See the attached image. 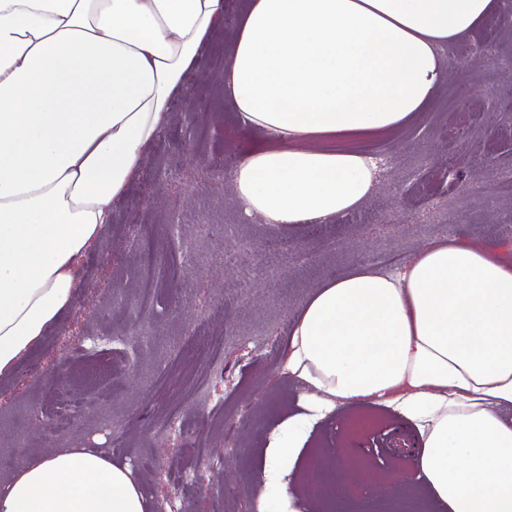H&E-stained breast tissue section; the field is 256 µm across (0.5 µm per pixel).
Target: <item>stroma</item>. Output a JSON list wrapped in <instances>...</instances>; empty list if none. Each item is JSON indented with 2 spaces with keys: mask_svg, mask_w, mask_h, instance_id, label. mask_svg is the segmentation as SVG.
I'll list each match as a JSON object with an SVG mask.
<instances>
[{
  "mask_svg": "<svg viewBox=\"0 0 512 512\" xmlns=\"http://www.w3.org/2000/svg\"><path fill=\"white\" fill-rule=\"evenodd\" d=\"M231 43L229 24L211 31L205 68L174 94L165 135L146 150L125 203L79 267L72 310L0 376V477L20 452L80 442L128 461L151 512H336L311 497V484L323 480L354 512H448L413 459L375 446L393 425L405 442L418 434L383 405H339L313 424L289 478L290 504L263 469L274 434L303 411L305 389L284 369L286 327L312 287L365 262L397 270L441 235L512 253V195L497 191L512 171V112L503 109L512 99V25L495 16L449 44L448 79L425 112L361 142L383 160L366 208L337 224L293 227L242 222L231 188L209 186L214 164H236L258 138L219 80ZM174 219L197 265L172 282L168 268L183 259L170 244ZM199 224L223 226V240L197 236ZM219 331L217 369L199 339ZM65 386L79 412L65 414ZM202 392L214 421L206 431L195 405ZM173 416L178 427L163 434ZM339 451L364 481L337 467Z\"/></svg>",
  "mask_w": 512,
  "mask_h": 512,
  "instance_id": "1",
  "label": "stroma"
}]
</instances>
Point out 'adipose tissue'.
I'll list each match as a JSON object with an SVG mask.
<instances>
[{
	"mask_svg": "<svg viewBox=\"0 0 512 512\" xmlns=\"http://www.w3.org/2000/svg\"><path fill=\"white\" fill-rule=\"evenodd\" d=\"M499 0H249L231 20L224 95L265 139L229 175L241 214L335 224L375 190L354 139L409 123L447 79L442 51ZM225 0H0V376L73 308L174 92L202 67ZM307 389L268 448L281 485L308 426L383 404L420 430L418 476L448 512H512V257L449 236L401 271L323 280L288 336ZM128 463L99 448L25 458L0 512H150Z\"/></svg>",
	"mask_w": 512,
	"mask_h": 512,
	"instance_id": "1",
	"label": "adipose tissue"
}]
</instances>
